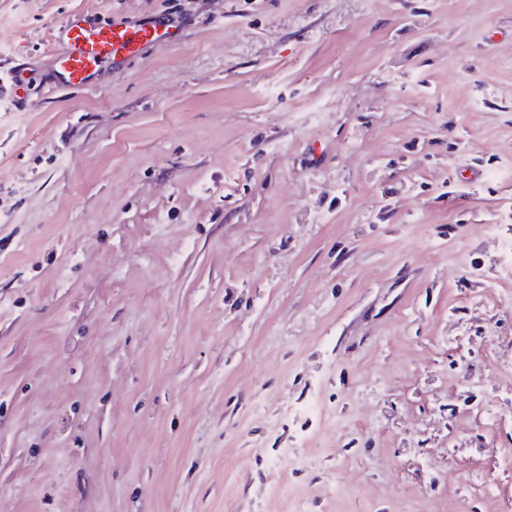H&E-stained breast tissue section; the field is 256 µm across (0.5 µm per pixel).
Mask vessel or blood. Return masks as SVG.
<instances>
[{"label": "vessel or blood", "instance_id": "1", "mask_svg": "<svg viewBox=\"0 0 512 512\" xmlns=\"http://www.w3.org/2000/svg\"><path fill=\"white\" fill-rule=\"evenodd\" d=\"M180 27L164 20L143 22L137 19L97 21L85 19L62 25L61 48L54 57L48 79L55 89L90 87L105 65L119 67L140 56L147 45L159 42L177 44ZM33 77L29 65L18 64L0 80V95L22 104Z\"/></svg>", "mask_w": 512, "mask_h": 512}]
</instances>
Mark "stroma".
<instances>
[{
	"mask_svg": "<svg viewBox=\"0 0 512 512\" xmlns=\"http://www.w3.org/2000/svg\"><path fill=\"white\" fill-rule=\"evenodd\" d=\"M79 16L186 29L55 93ZM0 30V512H512V0ZM33 69L27 64H18L9 71L5 79H0V92L1 97L8 96L12 99L14 104L18 106L23 105L26 90L30 85L33 77Z\"/></svg>",
	"mask_w": 512,
	"mask_h": 512,
	"instance_id": "1",
	"label": "stroma"
}]
</instances>
